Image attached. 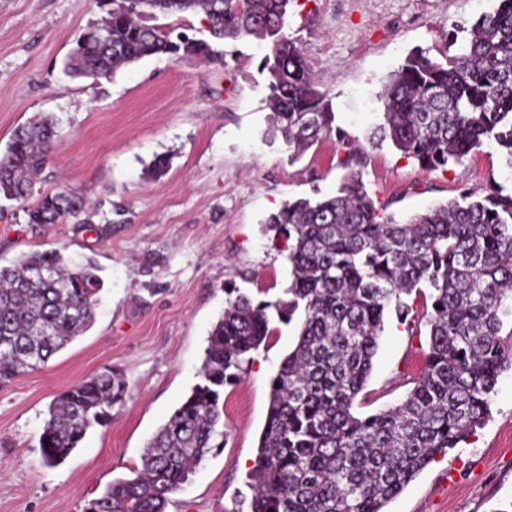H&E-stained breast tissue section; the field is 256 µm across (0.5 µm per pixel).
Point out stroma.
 <instances>
[{
	"label": "stroma",
	"mask_w": 512,
	"mask_h": 512,
	"mask_svg": "<svg viewBox=\"0 0 512 512\" xmlns=\"http://www.w3.org/2000/svg\"><path fill=\"white\" fill-rule=\"evenodd\" d=\"M496 0H294L285 31L308 57L349 141L365 143L380 122L388 74L417 49L442 57L462 45ZM104 14L96 0H0V153L14 131L46 114L59 146L26 202L0 199V265L59 250L93 258L104 281L91 328L44 366L0 387V512H84L112 480L139 467L144 448L198 382L208 333L224 310V285L269 302L291 275L282 245L263 231L283 202L334 195L347 143L322 137L292 158L272 128L266 45L220 44L222 60L143 59L93 84L62 62ZM163 161L154 170V161ZM364 180L398 219L469 192H512L504 153L482 146L446 171L421 168L391 143L370 150ZM69 188L90 204L91 226L48 224L32 232L28 207ZM276 323L240 382L224 389L220 450L172 496L168 512H231L250 498L270 377L296 341ZM425 340L388 317L356 410L399 402L418 376ZM112 367L127 394L112 422L88 432L61 464L39 448L54 396ZM385 512H512V369L502 373L491 415L438 455Z\"/></svg>",
	"instance_id": "1"
}]
</instances>
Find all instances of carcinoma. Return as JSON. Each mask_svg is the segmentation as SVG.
<instances>
[{
  "mask_svg": "<svg viewBox=\"0 0 512 512\" xmlns=\"http://www.w3.org/2000/svg\"><path fill=\"white\" fill-rule=\"evenodd\" d=\"M472 24L461 52L439 61L418 50L391 71L380 93L379 136L429 170L459 164L494 142L512 170V0ZM105 6L65 59L72 77L94 84L142 59L216 55L211 43L146 24L157 14L204 13L216 40L267 41L268 102L288 148L299 153L336 130L310 62L285 33L293 0H138ZM59 119L46 115L16 131L0 154V198L25 201L58 145ZM365 150L348 153L336 194L286 201L265 230L288 251V299L255 301L224 288L200 381L158 429L141 467L112 481L86 512H166L169 496L214 448L223 447L224 386L234 384L273 335L269 309L298 338L269 381L257 456L246 477L249 512H384L437 454L456 447L490 416L502 372L512 368V194L431 207L400 222L363 181ZM84 198L46 193L27 210L39 229L67 219L86 224ZM43 270L44 279L35 277ZM103 280L90 258L31 252L0 266V386L37 369L93 323ZM415 296L416 304L407 301ZM426 336L422 373L398 404L354 412L373 367L385 317ZM122 375L105 367L56 395L40 437L54 467L87 432L112 420Z\"/></svg>",
  "mask_w": 512,
  "mask_h": 512,
  "instance_id": "1",
  "label": "carcinoma"
}]
</instances>
